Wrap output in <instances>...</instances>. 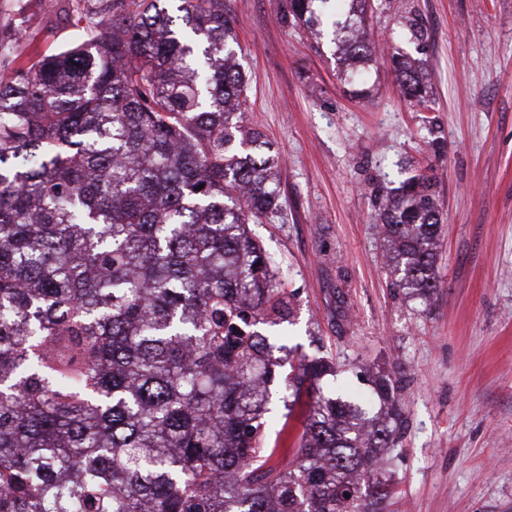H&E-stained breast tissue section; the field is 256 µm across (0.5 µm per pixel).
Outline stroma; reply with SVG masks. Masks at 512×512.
Returning <instances> with one entry per match:
<instances>
[{"instance_id":"1","label":"stroma","mask_w":512,"mask_h":512,"mask_svg":"<svg viewBox=\"0 0 512 512\" xmlns=\"http://www.w3.org/2000/svg\"><path fill=\"white\" fill-rule=\"evenodd\" d=\"M430 33L431 111L401 91L393 49L413 52L400 15ZM83 0H0V70L70 48ZM249 82L247 120L281 156V210L253 225L295 297L276 345L324 356L338 385L366 396L364 371L400 379L405 422L384 463L385 512H512V0H370L376 49L351 80L326 40L282 21L285 0H224ZM433 177L443 229L438 286L394 285L373 221V190L399 168ZM307 410L274 393L267 447L293 449Z\"/></svg>"}]
</instances>
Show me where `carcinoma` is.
Returning a JSON list of instances; mask_svg holds the SVG:
<instances>
[{
  "label": "carcinoma",
  "mask_w": 512,
  "mask_h": 512,
  "mask_svg": "<svg viewBox=\"0 0 512 512\" xmlns=\"http://www.w3.org/2000/svg\"><path fill=\"white\" fill-rule=\"evenodd\" d=\"M90 0L94 35L0 73V512H381L402 413L319 382L258 327L294 303L249 225L280 210L279 154L244 124L249 83L224 0ZM366 0H287L282 21L361 66ZM404 26L429 39L416 10ZM432 109L427 72L397 62ZM432 179L376 190L394 285L437 288ZM307 394L292 459L265 448L275 369Z\"/></svg>",
  "instance_id": "1"
}]
</instances>
